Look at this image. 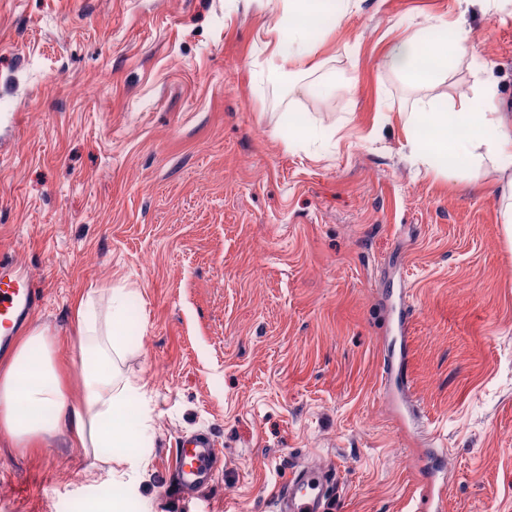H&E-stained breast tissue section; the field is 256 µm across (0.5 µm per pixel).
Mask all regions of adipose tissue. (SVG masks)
<instances>
[{
  "label": "adipose tissue",
  "mask_w": 512,
  "mask_h": 512,
  "mask_svg": "<svg viewBox=\"0 0 512 512\" xmlns=\"http://www.w3.org/2000/svg\"><path fill=\"white\" fill-rule=\"evenodd\" d=\"M458 15L449 32L451 42L435 46L412 39L393 44L384 65L416 85L432 86L448 69V60L462 50L467 38L466 16L475 5H496L507 10L512 0H456ZM316 18L291 26L296 50L291 57L268 59L261 75L273 77L288 64L307 65L312 53L310 36ZM410 124L426 125L435 137L413 140L412 149L423 164L439 163L454 169L465 158L473 178H481L484 164H491L505 199L502 222L512 240V113L503 111L490 79L479 81L472 95L459 105L440 106L430 100L416 103ZM82 341L80 401H69L63 392L60 372L51 348L53 336L33 329L19 337L10 360L0 364V429L20 448L40 447L46 437L67 432L83 448L94 449L101 464L134 463L149 440L147 398L143 385L120 377L117 362L130 352L126 340L127 295L114 289L106 315H98L90 296L73 303Z\"/></svg>",
  "instance_id": "1"
}]
</instances>
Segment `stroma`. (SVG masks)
Segmentation results:
<instances>
[{"instance_id":"1","label":"stroma","mask_w":512,"mask_h":512,"mask_svg":"<svg viewBox=\"0 0 512 512\" xmlns=\"http://www.w3.org/2000/svg\"><path fill=\"white\" fill-rule=\"evenodd\" d=\"M456 0H350L288 55L282 0H0V260L44 295L67 399L73 311L129 290L124 376L152 417L122 488L132 512H276L295 468L334 470L326 512H415L417 464L447 451L446 512H512V242L494 185L425 171L405 115L496 78L512 107V22L474 9L444 80L386 69ZM404 338L392 328L403 303ZM406 352L423 419L382 393ZM210 432L214 483L165 487L179 436ZM66 433L0 437V512H107L112 480ZM318 20L309 16L308 21L304 24H298L289 26L288 30L292 33L293 41L296 44V50L291 56V60L288 57H281L279 61L274 58H269L265 63H260V75L262 77H275L276 75L286 71V66L289 61L296 64L299 68L308 65V58L312 54V50L309 47L310 35L313 32V28L317 26Z\"/></svg>"}]
</instances>
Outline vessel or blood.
Here are the masks:
<instances>
[{"mask_svg": "<svg viewBox=\"0 0 512 512\" xmlns=\"http://www.w3.org/2000/svg\"><path fill=\"white\" fill-rule=\"evenodd\" d=\"M42 301L25 270L13 262L0 263V342L9 343L28 323ZM384 393L395 397L410 390L406 361L384 363ZM218 450L208 434L193 433L177 445L167 471V487L181 500L210 486L219 470ZM425 474L419 484V512H444L445 488L438 485L432 459L423 462ZM332 481L320 466L297 469L276 500L277 512H323Z\"/></svg>", "mask_w": 512, "mask_h": 512, "instance_id": "vessel-or-blood-1", "label": "vessel or blood"}]
</instances>
